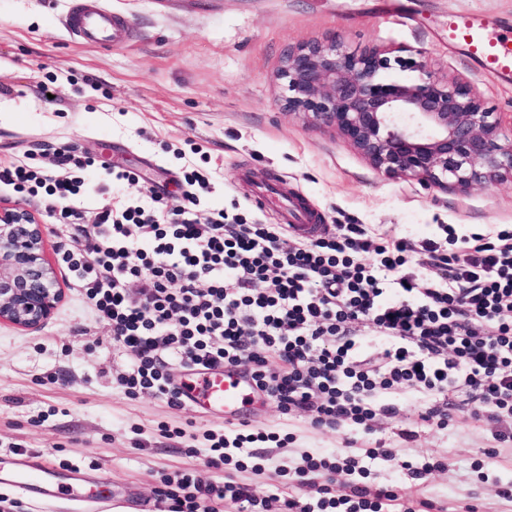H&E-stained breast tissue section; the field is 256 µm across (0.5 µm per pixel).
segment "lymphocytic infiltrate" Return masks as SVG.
Instances as JSON below:
<instances>
[{
	"mask_svg": "<svg viewBox=\"0 0 512 512\" xmlns=\"http://www.w3.org/2000/svg\"><path fill=\"white\" fill-rule=\"evenodd\" d=\"M46 174L22 161L0 167V183L35 196L87 241L65 255L77 290L130 366L118 382L181 403L168 371L242 367L264 399L307 412L313 426L373 429L399 409L394 394H421L422 421L448 409L476 418L512 417V225L487 234L415 243L364 224L293 245L272 224L200 208L208 175L184 174L179 197L154 194L121 210L86 205L90 160L58 152ZM367 325L368 334L356 333ZM363 456H304L297 486L319 498L280 499L278 512H430L431 503L356 481ZM167 512L201 502L258 506L244 485L202 482L183 472L161 492Z\"/></svg>",
	"mask_w": 512,
	"mask_h": 512,
	"instance_id": "lymphocytic-infiltrate-1",
	"label": "lymphocytic infiltrate"
}]
</instances>
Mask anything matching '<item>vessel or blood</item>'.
Segmentation results:
<instances>
[{"label": "vessel or blood", "instance_id": "b4317fda", "mask_svg": "<svg viewBox=\"0 0 512 512\" xmlns=\"http://www.w3.org/2000/svg\"><path fill=\"white\" fill-rule=\"evenodd\" d=\"M74 6L64 18V28L77 41L96 49H110L131 39V28L102 0H73ZM448 41L478 63L489 77L512 84V24L480 12L453 15L448 20ZM280 200L291 228L309 236L320 231L318 216L300 199L281 197L278 185H268L255 196V203L269 207ZM183 402L202 413L227 419L243 416L257 400L240 369L234 367L204 371L181 379ZM0 484L9 486L40 501L67 499L72 512H111V494L88 499L81 487L63 486L56 481V470L47 462L21 461L8 470L0 468Z\"/></svg>", "mask_w": 512, "mask_h": 512}]
</instances>
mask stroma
<instances>
[{
    "label": "stroma",
    "instance_id": "obj_1",
    "mask_svg": "<svg viewBox=\"0 0 512 512\" xmlns=\"http://www.w3.org/2000/svg\"><path fill=\"white\" fill-rule=\"evenodd\" d=\"M130 24L129 43L100 51L78 44L60 23L71 0H0V162L31 158L51 170L59 147L105 167L133 171L136 184L101 195L179 192L182 171L210 172L208 210L239 212L277 224L281 215L251 196L278 180L323 224H365L413 242L436 237L443 224L457 234L512 225V183L429 189L378 173L337 131L312 125L281 107L276 78L288 49L327 39L357 54L377 50L390 60L425 55L443 81H459L512 121V84L482 73L448 42V16L488 13L512 22V0H105ZM25 205L48 227L47 250L64 298L36 329L0 325V458L9 446L108 481L124 512H152L163 477L190 470L201 480L227 479L255 496L288 488L302 455L327 457L383 446L391 460H370L367 484L395 486L433 503L437 512H512L498 496L512 482V420L496 423L453 411L447 424L418 419L423 398L396 394L400 413L372 432L317 428L306 414L283 413L266 400L249 411L262 471L207 463V433L224 419L172 407L117 383L128 354L112 330L81 301L65 252L80 251L69 226L49 218L45 202L0 186V204ZM185 428L179 438L161 426ZM442 462L426 478L404 479L401 464Z\"/></svg>",
    "mask_w": 512,
    "mask_h": 512
}]
</instances>
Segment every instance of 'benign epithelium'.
Returning <instances> with one entry per match:
<instances>
[{"instance_id":"7a95c632","label":"benign epithelium","mask_w":512,"mask_h":512,"mask_svg":"<svg viewBox=\"0 0 512 512\" xmlns=\"http://www.w3.org/2000/svg\"><path fill=\"white\" fill-rule=\"evenodd\" d=\"M390 68L379 52L352 53L334 38L290 49L276 74L283 109L339 131L386 176L462 192L512 180V125L477 91L439 81L423 60L408 80ZM46 237L27 209L0 207V324L37 328L62 301Z\"/></svg>"}]
</instances>
